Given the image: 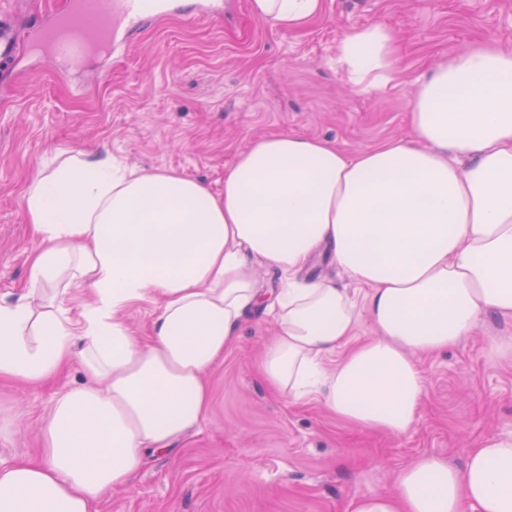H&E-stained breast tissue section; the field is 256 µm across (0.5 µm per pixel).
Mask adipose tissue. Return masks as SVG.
I'll return each instance as SVG.
<instances>
[{
	"instance_id": "obj_1",
	"label": "adipose tissue",
	"mask_w": 512,
	"mask_h": 512,
	"mask_svg": "<svg viewBox=\"0 0 512 512\" xmlns=\"http://www.w3.org/2000/svg\"><path fill=\"white\" fill-rule=\"evenodd\" d=\"M283 28L321 0H251ZM398 46L375 22L349 29L336 66L364 93L396 77ZM410 135L354 154L272 134L224 171V190L174 171L130 170L79 152L25 192L32 234L25 299L0 302V378L41 383L83 341L90 383L63 392L42 425L38 462L0 464V512H97L130 488L151 454L207 417L205 376L261 297L256 270L285 280L269 306L277 331L264 379L312 395L354 426L411 431L424 397L417 356L512 319V53L482 41L417 83ZM350 285L298 273L321 250ZM92 301L70 316L71 289ZM156 306L140 339L123 319ZM376 335L357 336L361 318ZM351 512H512V441L468 449L463 466L425 454L386 494Z\"/></svg>"
}]
</instances>
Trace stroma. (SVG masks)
Wrapping results in <instances>:
<instances>
[{
    "label": "stroma",
    "instance_id": "obj_1",
    "mask_svg": "<svg viewBox=\"0 0 512 512\" xmlns=\"http://www.w3.org/2000/svg\"><path fill=\"white\" fill-rule=\"evenodd\" d=\"M320 17L288 30L255 16L250 0H225L224 21L204 0H176L123 50L91 54L78 68L51 66L35 31L68 0H13L21 49L0 67V299L27 289L35 247L25 209L31 179L60 153H111L127 165L172 170L224 189V170L261 136L323 139L347 153L409 133L418 80L476 41L512 50V0H322ZM386 24L399 45L396 80L354 92L336 66L350 28ZM275 331L263 310L205 381L202 425L150 457L129 490L99 512H349L355 496L390 490L421 454L463 465L469 448L512 439V320L489 317L473 336L419 358L424 400L415 427L387 436L330 415L314 397L275 394L258 370ZM80 359L62 382L0 380V461L34 457L40 425L67 386L84 383Z\"/></svg>",
    "mask_w": 512,
    "mask_h": 512
}]
</instances>
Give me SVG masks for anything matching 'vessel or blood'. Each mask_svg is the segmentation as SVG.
<instances>
[{
  "label": "vessel or blood",
  "mask_w": 512,
  "mask_h": 512,
  "mask_svg": "<svg viewBox=\"0 0 512 512\" xmlns=\"http://www.w3.org/2000/svg\"><path fill=\"white\" fill-rule=\"evenodd\" d=\"M168 0H78L65 14L66 35L54 38L52 62H75L91 42L119 48L151 18L168 13ZM17 50V33L9 20L0 21V62L10 63Z\"/></svg>",
  "instance_id": "vessel-or-blood-1"
}]
</instances>
